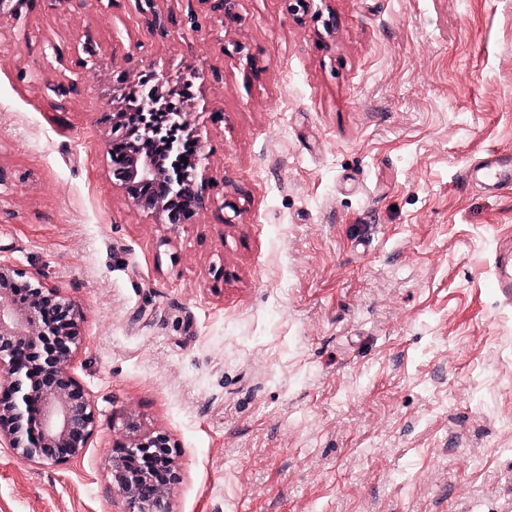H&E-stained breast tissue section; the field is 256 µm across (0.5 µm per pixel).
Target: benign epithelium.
<instances>
[{
	"label": "benign epithelium",
	"mask_w": 512,
	"mask_h": 512,
	"mask_svg": "<svg viewBox=\"0 0 512 512\" xmlns=\"http://www.w3.org/2000/svg\"><path fill=\"white\" fill-rule=\"evenodd\" d=\"M216 26L234 16L238 0H203ZM140 21L165 35L173 16L158 11L156 0H137ZM150 82L138 97L142 112L153 109L155 89L163 75L149 69ZM125 106L118 102L103 117L112 140L130 145L127 161L112 163V182L131 199L140 212L162 224L183 223L182 211L207 209L205 175L199 173L202 156L193 168H184L180 147L169 145L171 165L160 168L136 152L138 143L157 136L145 124L129 125ZM159 181L163 193H139L140 185ZM82 315L74 303L39 277L0 262V440L23 463H58L78 458L97 427L89 393L72 376L69 365L80 336ZM123 456L112 459V482L125 499L128 512H169L170 495L179 482L172 465H158L170 458L174 445L162 431L131 435L117 444Z\"/></svg>",
	"instance_id": "1"
}]
</instances>
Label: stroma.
Masks as SVG:
<instances>
[{
  "label": "stroma",
  "instance_id": "stroma-1",
  "mask_svg": "<svg viewBox=\"0 0 512 512\" xmlns=\"http://www.w3.org/2000/svg\"><path fill=\"white\" fill-rule=\"evenodd\" d=\"M134 5L0 20V261L80 308L98 420L60 464L1 443L0 512H126L130 418L175 445L170 512H512V189L465 178L512 152V0H238L220 31L157 0L198 16L164 36ZM152 64L202 82L211 203L175 227L97 122ZM494 288L508 300L512 297V246L502 244L494 263Z\"/></svg>",
  "mask_w": 512,
  "mask_h": 512
}]
</instances>
